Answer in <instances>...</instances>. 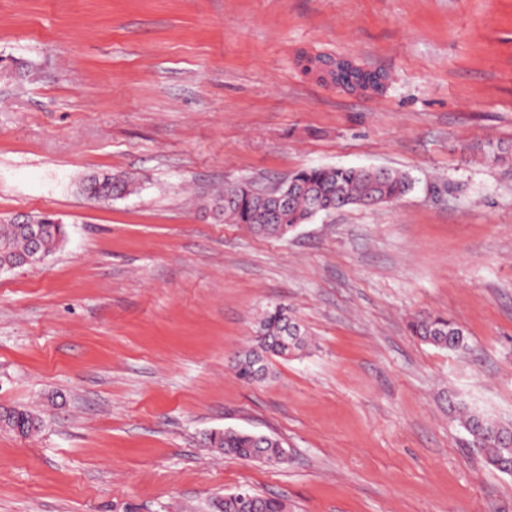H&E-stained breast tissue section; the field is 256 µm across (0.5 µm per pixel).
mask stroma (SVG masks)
<instances>
[{
    "label": "stroma",
    "instance_id": "obj_1",
    "mask_svg": "<svg viewBox=\"0 0 512 512\" xmlns=\"http://www.w3.org/2000/svg\"><path fill=\"white\" fill-rule=\"evenodd\" d=\"M386 72L382 95L306 56ZM0 219L50 213L63 243L0 273V512H211L242 489L287 512H512V473L456 410L512 420V0H0ZM408 174L393 204L285 239L203 205L303 167ZM136 193L80 196L93 171ZM284 302L309 346L233 370ZM459 323L461 357L408 321ZM236 428L281 464L210 448ZM39 418L31 412L22 409H10L2 412L0 428H8L11 431L29 436L40 429Z\"/></svg>",
    "mask_w": 512,
    "mask_h": 512
}]
</instances>
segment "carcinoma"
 I'll return each mask as SVG.
<instances>
[{"label": "carcinoma", "instance_id": "1", "mask_svg": "<svg viewBox=\"0 0 512 512\" xmlns=\"http://www.w3.org/2000/svg\"><path fill=\"white\" fill-rule=\"evenodd\" d=\"M331 82L341 85L357 83L366 74L356 69L342 68L330 73ZM295 191L280 206L273 219L260 223L252 186L240 181L224 186V191L211 202L217 218L233 224H245L257 236L286 238L288 234L307 223L313 211L331 213L349 206L391 204L401 199L412 186L411 179L389 169L376 176H368L357 167H310L291 175ZM77 192L97 204H108L137 191V183L131 176L112 172H94L84 176L76 184ZM26 220L42 226L38 240L30 239L24 225L16 217L0 221V267L16 268L25 257L37 253L48 255L65 238V228L54 223L55 217L43 213H29ZM297 322L288 306H269L260 322L254 338L255 346L235 365L237 375L246 382L255 380L258 363L270 357L286 359L298 355L306 345V331L299 328L295 335H288L285 327ZM409 328L413 335L432 346L446 349L459 356L471 351L465 330L457 323L438 315H419L411 319ZM462 427L470 436L469 445L480 453L485 463L500 472L512 469V422L491 419L479 412L462 408L459 414ZM0 428L29 436L39 431V418L22 409H10L0 413ZM210 447L244 461L279 463L284 460L281 443L256 432L224 429L206 435ZM221 512H285L282 500L273 496L249 493L242 501L235 494H227L220 505Z\"/></svg>", "mask_w": 512, "mask_h": 512}]
</instances>
